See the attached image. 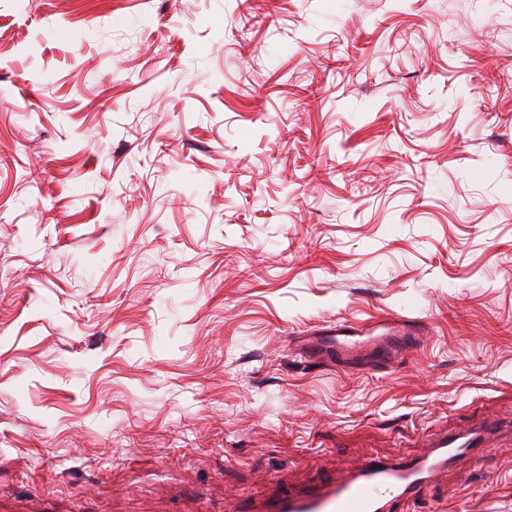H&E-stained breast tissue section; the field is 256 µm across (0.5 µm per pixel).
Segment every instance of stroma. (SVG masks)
<instances>
[{
  "label": "stroma",
  "mask_w": 512,
  "mask_h": 512,
  "mask_svg": "<svg viewBox=\"0 0 512 512\" xmlns=\"http://www.w3.org/2000/svg\"><path fill=\"white\" fill-rule=\"evenodd\" d=\"M398 315L387 373L289 346ZM489 418L512 0H5L0 512H204ZM485 445L415 512H512Z\"/></svg>",
  "instance_id": "35a3bbf8"
}]
</instances>
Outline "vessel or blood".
<instances>
[{"label":"vessel or blood","instance_id":"b4317fda","mask_svg":"<svg viewBox=\"0 0 512 512\" xmlns=\"http://www.w3.org/2000/svg\"><path fill=\"white\" fill-rule=\"evenodd\" d=\"M427 338L423 321L394 317L378 335L369 323L341 321L297 337L293 348L318 363L385 372L399 367ZM501 428L500 422L490 421L471 432L440 433L424 454L366 459L336 477L283 486L263 498L241 496L230 512H411L440 473L456 459L477 454L484 439Z\"/></svg>","mask_w":512,"mask_h":512}]
</instances>
